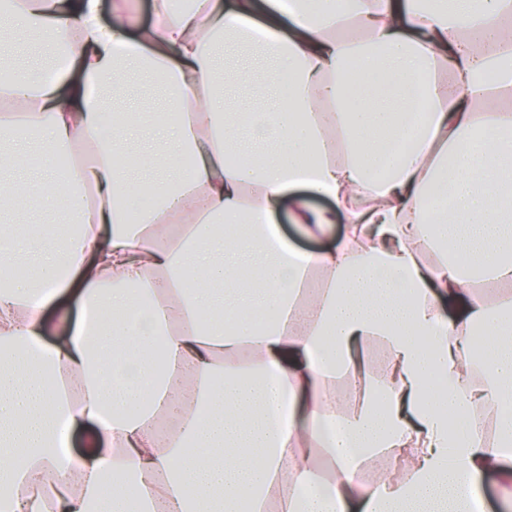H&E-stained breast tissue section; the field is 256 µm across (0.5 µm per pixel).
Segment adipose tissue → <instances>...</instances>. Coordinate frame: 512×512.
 <instances>
[{
  "mask_svg": "<svg viewBox=\"0 0 512 512\" xmlns=\"http://www.w3.org/2000/svg\"><path fill=\"white\" fill-rule=\"evenodd\" d=\"M153 13L138 27L115 0L106 25L98 0H13L6 16L67 54L53 81L0 85V133L41 141L39 176L0 191L66 205L81 234L0 227V512H346L352 496L470 512L484 475L512 480V0ZM218 41L271 59L269 111H225L244 73L216 74ZM130 71L165 87L160 121L105 111L97 89ZM136 133L166 139L170 178L119 176ZM283 213L329 247L288 244ZM71 290L78 320L50 323Z\"/></svg>",
  "mask_w": 512,
  "mask_h": 512,
  "instance_id": "adipose-tissue-1",
  "label": "adipose tissue"
}]
</instances>
